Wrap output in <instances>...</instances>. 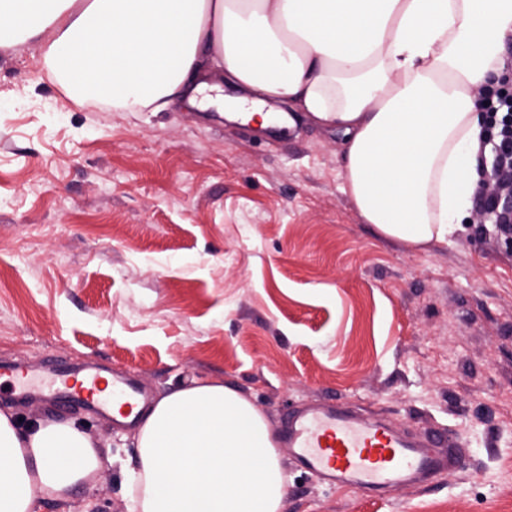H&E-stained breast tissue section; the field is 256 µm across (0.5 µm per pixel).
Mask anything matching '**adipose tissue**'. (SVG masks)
Segmentation results:
<instances>
[{
  "mask_svg": "<svg viewBox=\"0 0 512 512\" xmlns=\"http://www.w3.org/2000/svg\"><path fill=\"white\" fill-rule=\"evenodd\" d=\"M512 0H0V47L42 42L52 77L124 112L206 110L229 83L247 118L281 103L344 138L351 201L384 239L429 251L472 209L476 89L503 72ZM139 512H281L264 413L220 380L140 417ZM100 468L76 423L0 409V512L67 501Z\"/></svg>",
  "mask_w": 512,
  "mask_h": 512,
  "instance_id": "obj_1",
  "label": "adipose tissue"
}]
</instances>
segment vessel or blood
Listing matches in <instances>:
<instances>
[{"instance_id":"vessel-or-blood-1","label":"vessel or blood","mask_w":512,"mask_h":512,"mask_svg":"<svg viewBox=\"0 0 512 512\" xmlns=\"http://www.w3.org/2000/svg\"><path fill=\"white\" fill-rule=\"evenodd\" d=\"M54 393L99 412L118 409L136 423L147 393L130 378L103 382L89 375L74 381L63 371L52 375ZM441 439L414 440L394 426L338 411L309 406L289 415L282 445L293 462L331 485L370 495L423 481L453 466L456 456L441 452Z\"/></svg>"}]
</instances>
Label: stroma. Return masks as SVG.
Instances as JSON below:
<instances>
[{
    "label": "stroma",
    "instance_id": "1",
    "mask_svg": "<svg viewBox=\"0 0 512 512\" xmlns=\"http://www.w3.org/2000/svg\"><path fill=\"white\" fill-rule=\"evenodd\" d=\"M0 103V366L101 369L154 400L221 378L273 432L318 403L457 440L455 471L382 497L284 464L282 512H512V252L494 224L407 249L350 200L336 134L80 106L35 40L0 47ZM8 406L96 444L73 512H129L136 428L1 383Z\"/></svg>",
    "mask_w": 512,
    "mask_h": 512
}]
</instances>
